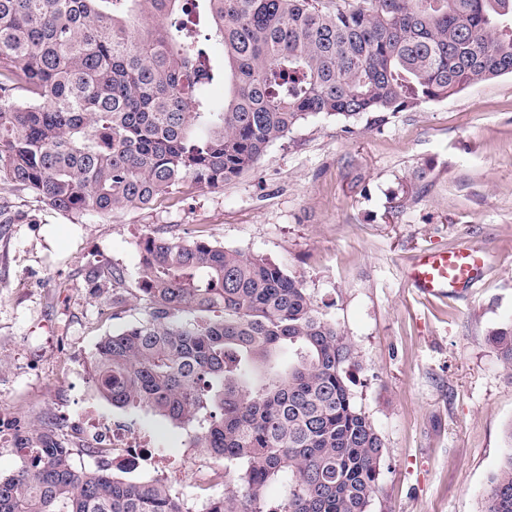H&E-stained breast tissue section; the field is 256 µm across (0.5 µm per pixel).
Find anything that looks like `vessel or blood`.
Here are the masks:
<instances>
[{
  "mask_svg": "<svg viewBox=\"0 0 512 512\" xmlns=\"http://www.w3.org/2000/svg\"><path fill=\"white\" fill-rule=\"evenodd\" d=\"M490 267L487 253L475 246L422 249L411 264L409 279L423 294L451 298L478 287Z\"/></svg>",
  "mask_w": 512,
  "mask_h": 512,
  "instance_id": "obj_1",
  "label": "vessel or blood"
}]
</instances>
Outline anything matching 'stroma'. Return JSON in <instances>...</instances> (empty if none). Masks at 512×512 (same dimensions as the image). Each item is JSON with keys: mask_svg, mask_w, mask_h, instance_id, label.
<instances>
[{"mask_svg": "<svg viewBox=\"0 0 512 512\" xmlns=\"http://www.w3.org/2000/svg\"><path fill=\"white\" fill-rule=\"evenodd\" d=\"M147 234L260 254L304 280L350 339L356 401L386 442L369 512H480L512 427V376L491 342L512 325L511 75L378 128L309 118L222 188L187 183L81 222L0 184V475L21 467V448L46 428L75 467L103 468L68 432L91 408L160 449L201 512L224 487L198 482L186 430L113 407L90 376L100 338L142 315L136 242ZM463 244L493 257L480 286L418 295L412 257ZM107 265L123 271L122 287H87Z\"/></svg>", "mask_w": 512, "mask_h": 512, "instance_id": "1", "label": "stroma"}]
</instances>
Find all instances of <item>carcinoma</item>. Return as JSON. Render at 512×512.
<instances>
[{
	"mask_svg": "<svg viewBox=\"0 0 512 512\" xmlns=\"http://www.w3.org/2000/svg\"><path fill=\"white\" fill-rule=\"evenodd\" d=\"M505 74L512 0H0V183L104 216L220 188L310 117L379 127ZM219 79L222 106L206 94ZM136 247L143 316L97 343L101 396L224 459L206 512H368L385 442L356 401L352 345L303 280L204 239ZM105 279L123 282L109 267L87 283ZM491 341L511 372L512 327ZM38 440L0 476V512H187L159 481L79 470L51 431ZM481 512H512V445Z\"/></svg>",
	"mask_w": 512,
	"mask_h": 512,
	"instance_id": "carcinoma-1",
	"label": "carcinoma"
}]
</instances>
